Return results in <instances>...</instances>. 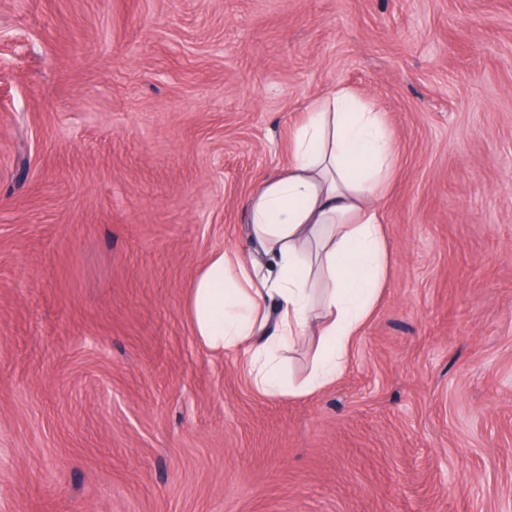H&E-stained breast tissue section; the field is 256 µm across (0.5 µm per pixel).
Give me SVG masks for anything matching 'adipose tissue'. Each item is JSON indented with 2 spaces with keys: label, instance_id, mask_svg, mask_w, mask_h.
<instances>
[{
  "label": "adipose tissue",
  "instance_id": "obj_1",
  "mask_svg": "<svg viewBox=\"0 0 512 512\" xmlns=\"http://www.w3.org/2000/svg\"><path fill=\"white\" fill-rule=\"evenodd\" d=\"M393 157L380 113L333 90L297 127L288 164L250 193L252 250L212 253L192 281L197 341L243 354L263 394H311L345 370L387 280L379 204ZM308 336L318 339L316 363L295 387L283 378L282 354Z\"/></svg>",
  "mask_w": 512,
  "mask_h": 512
}]
</instances>
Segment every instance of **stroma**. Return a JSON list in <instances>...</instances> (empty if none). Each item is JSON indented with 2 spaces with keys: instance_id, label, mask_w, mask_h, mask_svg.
<instances>
[{
  "instance_id": "1",
  "label": "stroma",
  "mask_w": 512,
  "mask_h": 512,
  "mask_svg": "<svg viewBox=\"0 0 512 512\" xmlns=\"http://www.w3.org/2000/svg\"><path fill=\"white\" fill-rule=\"evenodd\" d=\"M339 86L388 279L266 396L189 286ZM0 512H512V0H0Z\"/></svg>"
}]
</instances>
